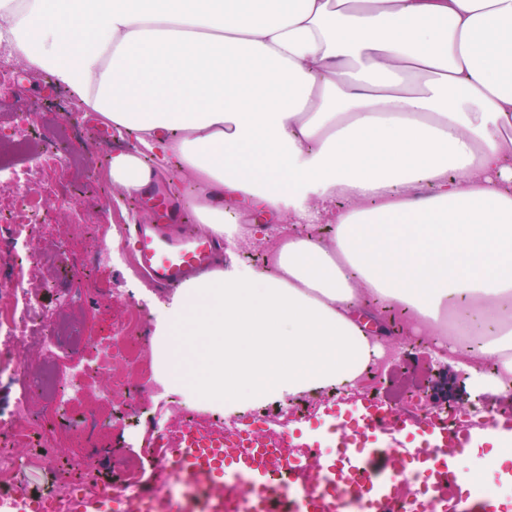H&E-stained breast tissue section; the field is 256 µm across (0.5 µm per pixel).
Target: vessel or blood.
I'll return each instance as SVG.
<instances>
[{"label": "vessel or blood", "mask_w": 512, "mask_h": 512, "mask_svg": "<svg viewBox=\"0 0 512 512\" xmlns=\"http://www.w3.org/2000/svg\"><path fill=\"white\" fill-rule=\"evenodd\" d=\"M154 223L129 225L128 235L138 267L155 288L171 292L197 274L222 263V240L171 224L180 199L167 191L147 188L137 194ZM334 449L318 455L317 478L306 479L307 463L293 449V430L268 441L252 431L226 432L206 422L181 429L173 445L180 487L194 490L188 512H387L396 491V477L407 466L420 468L424 478L407 498L405 512H512V502L496 496L472 497L470 491L447 495L455 482L453 459L473 442L472 431H448L431 422L392 417L385 404L366 401L349 428L333 432ZM99 493L75 496L69 512H111Z\"/></svg>", "instance_id": "obj_1"}]
</instances>
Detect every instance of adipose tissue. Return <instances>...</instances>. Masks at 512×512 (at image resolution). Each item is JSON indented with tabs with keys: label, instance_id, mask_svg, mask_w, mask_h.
<instances>
[{
	"label": "adipose tissue",
	"instance_id": "obj_1",
	"mask_svg": "<svg viewBox=\"0 0 512 512\" xmlns=\"http://www.w3.org/2000/svg\"><path fill=\"white\" fill-rule=\"evenodd\" d=\"M25 2L0 0V39L135 136L112 185L191 178L228 245L155 325L165 382L228 416L353 385L395 309L479 340L499 370L471 388L512 394V0ZM283 221L273 268L238 261L244 223ZM483 440L460 482L512 497V436Z\"/></svg>",
	"mask_w": 512,
	"mask_h": 512
}]
</instances>
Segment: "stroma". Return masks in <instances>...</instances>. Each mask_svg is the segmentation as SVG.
<instances>
[{"instance_id": "obj_1", "label": "stroma", "mask_w": 512, "mask_h": 512, "mask_svg": "<svg viewBox=\"0 0 512 512\" xmlns=\"http://www.w3.org/2000/svg\"><path fill=\"white\" fill-rule=\"evenodd\" d=\"M6 86L7 93L0 96V133H10L18 114H29L35 131L49 129L61 133L63 149L79 163L73 172L52 171L51 191L37 204L45 221L41 235L29 244L18 242L17 247L44 249L57 244L65 249L70 267H89V284L55 275L45 283L41 299L46 305L57 307L58 296L73 294L72 305L57 307L61 320L78 335L94 342H106L133 307H161L168 302L138 269L127 238V227L132 221L148 224L152 215L147 210L135 209L132 201L113 187L107 176L88 181L89 172H98V158L112 156V143L98 140L85 120H71V92L51 81L38 80L21 63L15 65ZM86 224L99 225L115 251L111 260L92 264L94 242L82 230ZM440 364L448 371L457 406L467 408L470 392L453 360L439 362L431 353L411 347L382 359L380 371L387 382L386 389L380 393L382 400L412 403L426 410L442 406V399L424 385ZM124 382L137 393L141 406L135 426L116 423L111 404L98 398V391L112 385L111 379L104 376L97 380L94 391L76 398L71 420L55 424L46 436L49 446L65 459L84 458L97 476L90 485L94 492L113 494L131 478L144 488L158 486L160 468L154 449L158 428L174 426L177 411L171 402L184 398L183 392L177 389L168 395L151 392L142 373L135 368L127 371ZM89 431L93 432L98 446L97 453L92 455L85 448V434ZM14 440L21 464L0 478V494L16 491L34 494L56 484L59 473L39 472L30 464L33 450L24 428L16 429Z\"/></svg>"}]
</instances>
